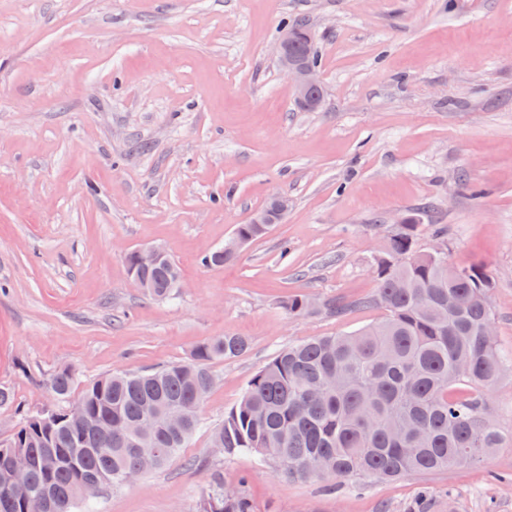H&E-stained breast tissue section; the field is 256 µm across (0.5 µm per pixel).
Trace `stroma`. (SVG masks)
<instances>
[{"label": "stroma", "mask_w": 512, "mask_h": 512, "mask_svg": "<svg viewBox=\"0 0 512 512\" xmlns=\"http://www.w3.org/2000/svg\"><path fill=\"white\" fill-rule=\"evenodd\" d=\"M308 22L320 111L277 63L284 24ZM276 195L284 223L207 266ZM419 250L444 227L449 261L492 275L494 334L512 361V0H0V442L116 370L189 360L248 338L186 448L77 512H196L214 475L257 512H512V446L394 480L288 478L211 435L275 352L348 334L382 309L288 316L291 296H370L395 217ZM167 248L184 286L156 301L125 255Z\"/></svg>", "instance_id": "stroma-1"}]
</instances>
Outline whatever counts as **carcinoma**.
<instances>
[{
    "label": "carcinoma",
    "instance_id": "1",
    "mask_svg": "<svg viewBox=\"0 0 512 512\" xmlns=\"http://www.w3.org/2000/svg\"><path fill=\"white\" fill-rule=\"evenodd\" d=\"M267 224H240L254 241ZM376 294L361 300L332 298L322 310L343 316L377 305L381 320L338 336L288 345L254 373L240 400L224 414L213 442L227 456L251 454L288 477L372 479L426 475L472 463L504 445L497 421L486 412L488 391L503 361L494 335L489 273L460 268L444 252L417 249V218L392 229L377 261ZM177 265L167 259L146 272L145 294L169 300L178 292ZM291 316L312 313L308 300L290 298ZM244 336L197 344L187 362L149 373L114 371L90 382L70 407L74 376L56 372L48 389L58 406L28 413L0 459L39 456L27 492L5 496L10 474L0 465V512H74L83 486L105 489L140 476L143 458L162 467L186 447L208 393L210 365L241 356ZM183 415L178 432L149 430V411ZM110 415L123 435L107 441L88 422ZM196 512H255L246 493L215 477Z\"/></svg>",
    "mask_w": 512,
    "mask_h": 512
}]
</instances>
